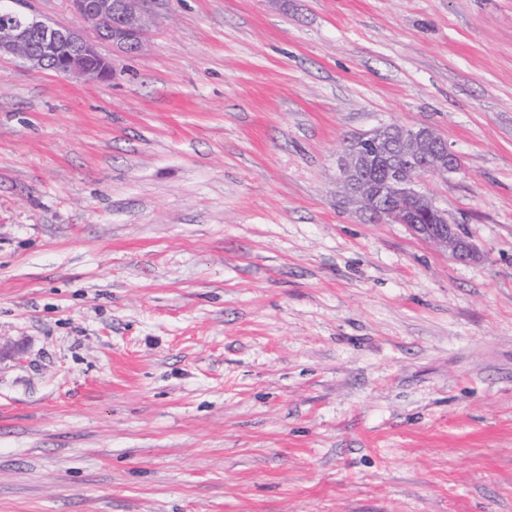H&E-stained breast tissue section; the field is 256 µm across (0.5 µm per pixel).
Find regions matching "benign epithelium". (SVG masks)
<instances>
[{
	"instance_id": "benign-epithelium-1",
	"label": "benign epithelium",
	"mask_w": 512,
	"mask_h": 512,
	"mask_svg": "<svg viewBox=\"0 0 512 512\" xmlns=\"http://www.w3.org/2000/svg\"><path fill=\"white\" fill-rule=\"evenodd\" d=\"M146 0H70L76 15L93 31L83 32L53 24L20 5V0H0V55H12L31 67L46 70L61 45L69 48L62 76L104 79L112 62L98 50L110 43L122 54H137L146 33ZM459 156L432 127L399 123L381 124L349 138L339 159L344 199L375 219L407 225L414 234L448 250L460 263L476 257V249L448 221V213L422 190L429 174L454 173ZM417 197L435 218L417 224L403 210V199Z\"/></svg>"
}]
</instances>
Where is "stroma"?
Listing matches in <instances>:
<instances>
[{
  "label": "stroma",
  "mask_w": 512,
  "mask_h": 512,
  "mask_svg": "<svg viewBox=\"0 0 512 512\" xmlns=\"http://www.w3.org/2000/svg\"><path fill=\"white\" fill-rule=\"evenodd\" d=\"M0 57V512H512V0H148ZM428 125L467 264L343 204ZM69 2L93 31L94 39L77 29L41 19L20 6L19 0H0V55H12L33 68L48 70L59 46L67 45L68 60L58 74L99 80L112 72V62L99 53L100 43H112L122 54L140 52L147 29L146 0Z\"/></svg>",
  "instance_id": "obj_1"
}]
</instances>
